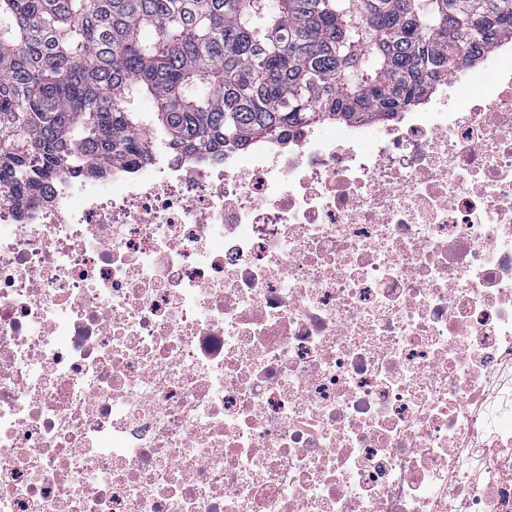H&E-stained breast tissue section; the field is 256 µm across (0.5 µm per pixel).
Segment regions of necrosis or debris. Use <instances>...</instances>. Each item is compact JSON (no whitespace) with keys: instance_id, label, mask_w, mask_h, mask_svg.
<instances>
[{"instance_id":"necrosis-or-debris-1","label":"necrosis or debris","mask_w":512,"mask_h":512,"mask_svg":"<svg viewBox=\"0 0 512 512\" xmlns=\"http://www.w3.org/2000/svg\"><path fill=\"white\" fill-rule=\"evenodd\" d=\"M438 83L0 210V512H512V45Z\"/></svg>"}]
</instances>
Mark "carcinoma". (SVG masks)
Masks as SVG:
<instances>
[{
    "instance_id": "carcinoma-1",
    "label": "carcinoma",
    "mask_w": 512,
    "mask_h": 512,
    "mask_svg": "<svg viewBox=\"0 0 512 512\" xmlns=\"http://www.w3.org/2000/svg\"><path fill=\"white\" fill-rule=\"evenodd\" d=\"M508 38L512 0H0V209L150 142L203 161L392 121Z\"/></svg>"
}]
</instances>
